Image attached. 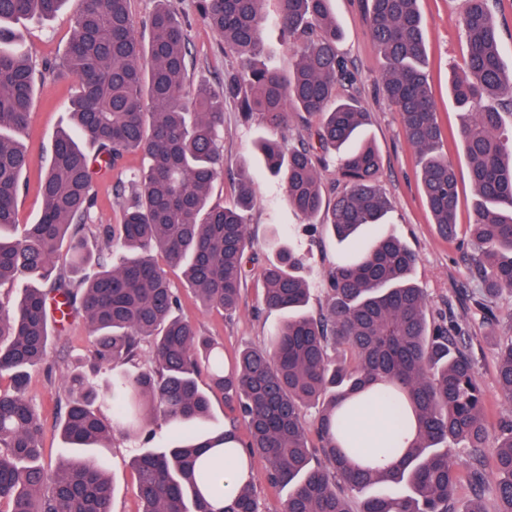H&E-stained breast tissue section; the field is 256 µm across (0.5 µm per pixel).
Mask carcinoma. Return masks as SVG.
I'll return each instance as SVG.
<instances>
[{
	"mask_svg": "<svg viewBox=\"0 0 512 512\" xmlns=\"http://www.w3.org/2000/svg\"><path fill=\"white\" fill-rule=\"evenodd\" d=\"M70 0H0V287L26 286L0 311V505L5 512H112L113 484L94 456L50 471L40 464L42 424L26 395L29 371L47 359L53 300L66 308L65 331L80 316L92 337V368L113 371L101 395L81 371L61 375L60 433L72 448H106L116 431L144 443L151 418L179 428L165 448L133 459L142 512H260L256 476L215 497L224 461L258 455L263 480L288 488L283 512H486L476 496L456 506L459 464L448 445L469 450L467 474L478 491L493 479L494 512H512V423L491 432L475 376L470 336L447 316L428 317V298L410 280L416 254L393 235L326 272L325 303L307 310L303 258L279 245L261 271L262 303L288 312L264 348L244 349L224 368L213 337L179 315V289L165 267L183 269V288L205 311L237 312L253 249L245 212L253 182L240 176L235 199L212 202L224 173V106L273 128H305L285 151L275 139L258 149L282 176L288 204L339 240L379 224L392 208L370 144L341 149L367 124L357 71L339 52L332 0H279L291 46L288 73L260 63L263 0H201L205 22L238 67L216 87L185 93L192 56L187 32L168 0H154L148 36L132 22L129 0H76L64 60L49 72L76 86L70 128L56 132L41 181L43 209L19 222L27 156L20 136L30 118L36 75L16 25L52 18ZM382 60V93L402 117L418 156L420 183L438 233L458 235L455 168L429 94L426 45L417 0H367ZM464 71L451 91L465 120L459 136L475 196L467 232L475 246L484 338L497 355L503 397L512 401V338L490 302L512 290V138L500 134V109L512 107V70L500 52L493 0H463ZM140 152L148 166L126 167ZM339 154L344 190L324 199L319 164ZM131 186L134 202L116 224H97L93 166ZM64 262H59L60 256ZM145 359L129 374L120 367ZM207 375L209 387L198 384ZM212 393L236 416L221 432L203 429ZM385 415L390 430L371 451L348 426L359 409ZM493 449L487 476L484 449Z\"/></svg>",
	"mask_w": 512,
	"mask_h": 512,
	"instance_id": "obj_1",
	"label": "carcinoma"
}]
</instances>
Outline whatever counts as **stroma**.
Listing matches in <instances>:
<instances>
[{"instance_id":"stroma-1","label":"stroma","mask_w":512,"mask_h":512,"mask_svg":"<svg viewBox=\"0 0 512 512\" xmlns=\"http://www.w3.org/2000/svg\"><path fill=\"white\" fill-rule=\"evenodd\" d=\"M169 5L187 27L192 49L189 69L192 81L217 83L225 70L235 67V59L225 55L216 35L204 23L198 0H169ZM461 7L462 0H419L427 42L428 90L437 107L448 158L458 172L457 222L466 225L473 219L474 195L469 164L458 137L463 114L449 93L452 72L464 66V37L459 27ZM334 9L342 33L339 50L354 65L365 107L371 114L364 136L374 143L381 155V183L394 205L385 223L364 227L354 243L339 241L321 226L310 224L289 206L283 180L267 171L262 157L254 150L253 144L258 138L278 137V130L255 118L243 119L232 104L227 105L224 112V175L215 182L212 199L221 204L230 202L240 174H249L254 179L256 201L247 214L248 232L262 256L271 255L270 244L276 238L302 254L303 274L313 293L310 307L314 310L324 301L323 275L330 266L378 236L399 237L418 257L412 279L425 291L431 314L452 312L472 338L474 369L484 392L488 421L494 425L510 421L512 402L501 395L496 355L482 336L483 311L478 305L480 295L470 276L467 249L438 237L432 214L418 187L416 151L404 135L399 112L389 106L380 93L382 69L364 16L365 0H334ZM263 12L266 61L273 66H286L289 47L277 25L279 0H264ZM20 31L21 46L34 66L58 60L70 40L71 11L66 8L48 20L26 21ZM37 85L29 126L23 136L28 166L18 209L19 220L24 224L35 222L42 212L38 185L50 156L54 134L69 122L64 104L75 90L70 79L49 75L39 77ZM184 314L219 341L228 364L245 346H265L271 331L284 317L283 312L265 309L259 275L255 272L248 277L240 309L232 317L215 311H200L190 300L184 305ZM60 341L71 350L68 361H60L57 351H50L45 363L32 371L27 388L44 422L43 463L49 469L79 454L78 449L69 447L59 436L55 423L60 413L57 394L61 370L65 367L83 369L90 348L91 338L83 319L73 320ZM140 448L139 441L118 433L111 447L98 451L102 464L114 480L112 512H141L131 467V460Z\"/></svg>"}]
</instances>
